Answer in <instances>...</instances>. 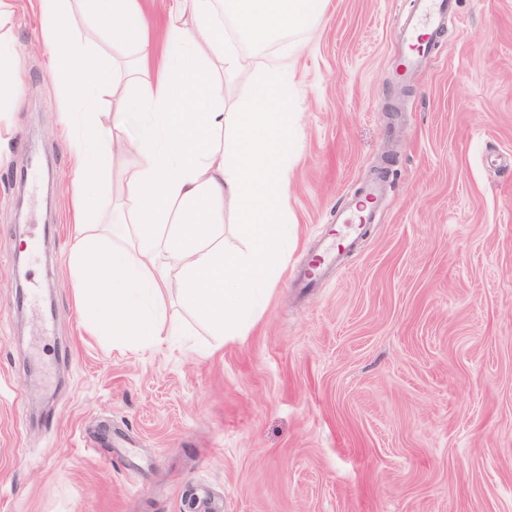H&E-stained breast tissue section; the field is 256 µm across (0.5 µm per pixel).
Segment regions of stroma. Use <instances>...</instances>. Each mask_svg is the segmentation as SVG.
Listing matches in <instances>:
<instances>
[{
  "mask_svg": "<svg viewBox=\"0 0 512 512\" xmlns=\"http://www.w3.org/2000/svg\"><path fill=\"white\" fill-rule=\"evenodd\" d=\"M20 58L0 110V512H512V0H457L440 44L399 84L391 41L411 0H328L312 27L255 45L289 54L295 237L263 312L228 341L177 295L153 350L83 323L71 283L70 106L36 0H12ZM93 120L139 115L104 86ZM136 165L115 152L98 230L126 218ZM388 196L357 249L293 287L336 209L375 170Z\"/></svg>",
  "mask_w": 512,
  "mask_h": 512,
  "instance_id": "35a3bbf8",
  "label": "stroma"
}]
</instances>
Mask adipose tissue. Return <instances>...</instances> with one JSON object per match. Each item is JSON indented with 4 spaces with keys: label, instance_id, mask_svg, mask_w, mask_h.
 Returning <instances> with one entry per match:
<instances>
[{
    "label": "adipose tissue",
    "instance_id": "obj_1",
    "mask_svg": "<svg viewBox=\"0 0 512 512\" xmlns=\"http://www.w3.org/2000/svg\"><path fill=\"white\" fill-rule=\"evenodd\" d=\"M66 0H37L42 40L58 58L59 91L79 106L65 113L73 131L78 220L69 265L82 316L113 343L150 349L160 342L164 297L177 290L212 335H243L265 307L288 260V161L293 88L288 61L261 69L248 105L225 107L224 80L243 60L224 44L214 0H168L161 40L164 70L148 78L137 65L116 67L100 48V27L146 58L152 40L139 0H87L95 19L75 35ZM327 0H224V17L262 44L314 25ZM137 89L138 164L126 183L130 220L120 235L90 229L87 186L106 177L121 134L103 140L86 111L105 83ZM227 131L225 146L215 135ZM237 205L245 250L223 245L224 202Z\"/></svg>",
    "mask_w": 512,
    "mask_h": 512
}]
</instances>
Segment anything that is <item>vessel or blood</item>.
Returning a JSON list of instances; mask_svg holds the SVG:
<instances>
[{"label": "vessel or blood", "mask_w": 512, "mask_h": 512, "mask_svg": "<svg viewBox=\"0 0 512 512\" xmlns=\"http://www.w3.org/2000/svg\"><path fill=\"white\" fill-rule=\"evenodd\" d=\"M456 6V0H413L411 10L401 16L394 29V42L399 49L397 75L407 79L417 72L423 62L435 50V40ZM387 190L384 179H374L361 185L354 198L348 199L336 211L337 223L346 225L348 243H355L360 228L378 220L379 204ZM341 259L339 252L323 248L316 262L297 269L295 284L306 288L315 282L323 272Z\"/></svg>", "instance_id": "1"}]
</instances>
